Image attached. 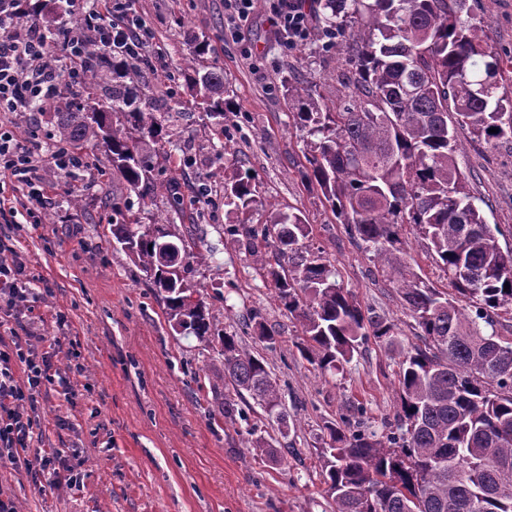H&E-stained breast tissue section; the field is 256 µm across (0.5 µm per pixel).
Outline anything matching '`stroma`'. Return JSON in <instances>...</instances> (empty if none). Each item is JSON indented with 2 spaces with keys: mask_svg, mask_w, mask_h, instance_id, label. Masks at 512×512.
Masks as SVG:
<instances>
[{
  "mask_svg": "<svg viewBox=\"0 0 512 512\" xmlns=\"http://www.w3.org/2000/svg\"><path fill=\"white\" fill-rule=\"evenodd\" d=\"M474 22L487 24L490 43L503 60L512 59V0H467ZM152 31L145 50L153 62L139 85L159 111L172 113L180 131L159 142L154 159L152 200L140 221L166 217L190 229L199 247H215L209 266L196 279L209 304L216 330L236 334L246 350L261 345L250 323L253 310L279 327L280 343L270 369L281 386L288 422L280 426L251 415L249 421L210 424L198 404L197 383L217 378L223 366L195 338L170 327L151 282L123 252L112 247V225L122 222L128 196L111 173L103 147L87 144L88 168L74 176L43 164L39 177L49 186L42 202H24L12 220L0 218V255L24 253L32 275L46 279L50 297L33 295L30 315L45 342L61 339L60 366L70 368L75 403L50 393L44 401L32 444L56 448L79 473L75 485L37 489L25 473L0 467V494L19 512H331L320 482L315 451L323 447L325 421L363 404L374 430L399 408L398 364L418 342V328L372 253L352 242L320 190L302 183L304 161L299 132L288 119L284 76L310 85L326 101L340 102L339 65L334 49L309 52L276 43L264 0H257L246 42L228 29L224 0H135ZM207 53L200 69L224 73V94L233 108L223 120L206 110L200 95L178 74L199 42ZM112 87L62 83L54 108L30 114L0 112V124L37 125L43 154L58 115L85 95L105 99ZM223 134H215L216 124ZM483 215L500 225L502 249H512V142L466 143L457 154ZM255 172L261 203L249 213L226 204L213 187L196 197L197 180L212 173ZM78 205H71V196ZM296 212L311 224L307 249L322 252L338 279L362 306L394 324L393 345L369 342L342 371L320 375L302 360L294 344L298 331L274 298L273 285L258 265L219 232L235 224H264L271 209ZM415 271L434 287L448 277L430 242L406 233ZM256 435L272 439L281 458L268 461L260 449L245 447L247 422Z\"/></svg>",
  "mask_w": 512,
  "mask_h": 512,
  "instance_id": "stroma-1",
  "label": "stroma"
}]
</instances>
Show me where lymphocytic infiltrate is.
Wrapping results in <instances>:
<instances>
[{"label": "lymphocytic infiltrate", "instance_id": "1", "mask_svg": "<svg viewBox=\"0 0 512 512\" xmlns=\"http://www.w3.org/2000/svg\"><path fill=\"white\" fill-rule=\"evenodd\" d=\"M23 0H0V112H39L57 97L63 79L79 80L90 46L124 60L141 57L150 31L132 0H66L80 14V27L61 40L50 39L37 22L23 29L14 23L24 14ZM271 34L283 46L307 41L312 16L306 0H267ZM33 133L0 128V216L13 213L18 196L42 199L45 184L37 176L42 161ZM32 278L19 252L0 261V323L12 321L19 334L0 348V466L22 469L38 487L73 484L77 478L57 450L31 446L34 415L42 395L61 389L75 399L67 373L51 352L33 345L34 331L23 318L29 310ZM24 379H17V372Z\"/></svg>", "mask_w": 512, "mask_h": 512}]
</instances>
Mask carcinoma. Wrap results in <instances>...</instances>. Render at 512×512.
Returning a JSON list of instances; mask_svg holds the SVG:
<instances>
[{
	"label": "carcinoma",
	"instance_id": "1",
	"mask_svg": "<svg viewBox=\"0 0 512 512\" xmlns=\"http://www.w3.org/2000/svg\"><path fill=\"white\" fill-rule=\"evenodd\" d=\"M465 2L315 0L316 26L336 34L329 47L345 56L336 80L346 93L328 103L283 80L288 118L306 146L302 179L320 190L349 238L374 254L420 329V343L399 364L400 411L386 439L367 425L361 404L324 421L329 442L318 449L319 476L333 512H512V338L497 329L499 310L512 304V250H502L499 226L485 221L455 164L460 130L487 144L512 141V99L498 94L503 60L464 13ZM107 64L106 53L91 49L84 81L95 82ZM141 65V58L112 65L119 78L112 103L88 98L62 113L58 140L78 150L93 142L111 156L135 194L125 204L128 220L112 225V241L152 281L176 334L218 344L224 392L209 419L248 421L250 397L265 420L283 425L288 411L267 356L213 330L201 285L191 280L208 255L172 225L143 229L131 214L149 197L150 145L170 127L125 82ZM182 77L203 93L212 116L224 118L231 107L222 97L224 72L189 64ZM224 197L252 209L255 176L225 178ZM406 224L430 240L452 292L414 271ZM311 232L300 214L273 211L267 224L222 234L258 259L273 254L275 265L262 269L299 322L295 347L327 374L369 341H391L394 327L339 283L329 259L303 255ZM461 264L471 277H455ZM251 320L264 350H276L279 331L257 312Z\"/></svg>",
	"mask_w": 512,
	"mask_h": 512
}]
</instances>
